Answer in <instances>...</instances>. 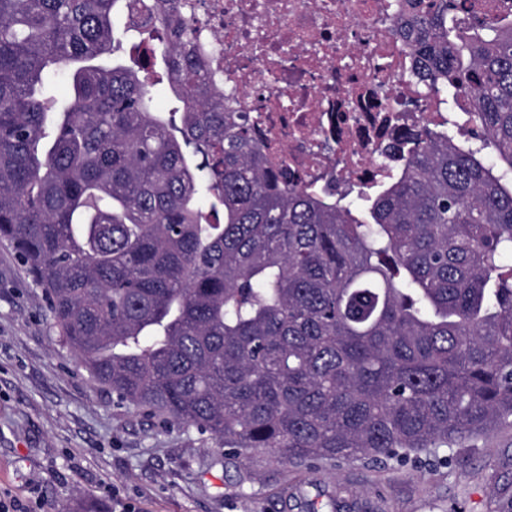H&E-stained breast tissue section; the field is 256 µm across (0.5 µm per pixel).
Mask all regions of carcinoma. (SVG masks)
<instances>
[{
    "mask_svg": "<svg viewBox=\"0 0 512 512\" xmlns=\"http://www.w3.org/2000/svg\"><path fill=\"white\" fill-rule=\"evenodd\" d=\"M408 4L424 96L468 93L478 143L425 127L386 181L320 194L208 89L175 0L133 67L111 60L125 0H0V241L117 402L287 461L512 418V14ZM162 87L179 108L155 111Z\"/></svg>",
    "mask_w": 512,
    "mask_h": 512,
    "instance_id": "carcinoma-1",
    "label": "carcinoma"
}]
</instances>
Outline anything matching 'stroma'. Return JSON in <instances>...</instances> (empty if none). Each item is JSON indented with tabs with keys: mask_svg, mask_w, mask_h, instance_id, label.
Wrapping results in <instances>:
<instances>
[{
	"mask_svg": "<svg viewBox=\"0 0 512 512\" xmlns=\"http://www.w3.org/2000/svg\"><path fill=\"white\" fill-rule=\"evenodd\" d=\"M447 455L329 467L163 425L90 378L0 243V501L18 512H512V424Z\"/></svg>",
	"mask_w": 512,
	"mask_h": 512,
	"instance_id": "stroma-1",
	"label": "stroma"
}]
</instances>
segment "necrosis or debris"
I'll return each mask as SVG.
<instances>
[{
    "label": "necrosis or debris",
    "mask_w": 512,
    "mask_h": 512,
    "mask_svg": "<svg viewBox=\"0 0 512 512\" xmlns=\"http://www.w3.org/2000/svg\"><path fill=\"white\" fill-rule=\"evenodd\" d=\"M392 2L176 0L198 20L210 83L318 192L381 181L406 130L454 121L470 132V95L445 108L424 98Z\"/></svg>",
    "instance_id": "obj_1"
}]
</instances>
